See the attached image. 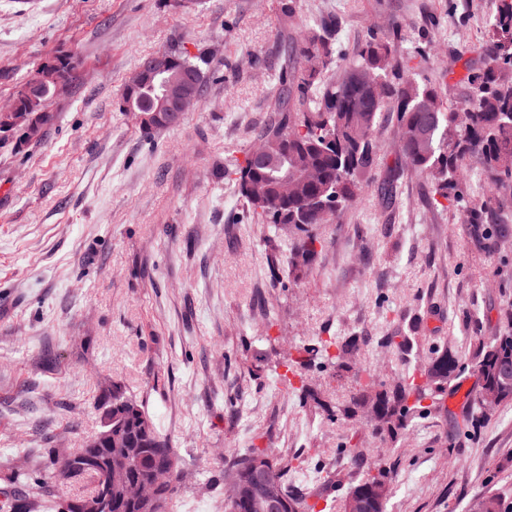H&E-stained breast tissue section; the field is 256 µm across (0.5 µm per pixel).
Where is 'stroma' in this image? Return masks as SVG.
<instances>
[{
	"label": "stroma",
	"instance_id": "obj_1",
	"mask_svg": "<svg viewBox=\"0 0 512 512\" xmlns=\"http://www.w3.org/2000/svg\"><path fill=\"white\" fill-rule=\"evenodd\" d=\"M333 14L350 53L372 28L403 22L400 50L452 100L463 63L483 62L491 0H0V112L46 59L78 55L41 141L0 148V464L25 450L78 448L112 378L146 402L184 463L167 512H224L219 475L249 448L288 464L309 512H341L367 473L389 474L387 512H468L496 492L512 501V402L479 419V337L512 313V250H480L456 206L401 171L384 114L377 165L337 223L316 226L312 268L291 276L288 242L251 222L224 179L271 116L285 49ZM428 56L413 57L421 43ZM179 43L214 51L208 84L179 123L144 134L120 111L140 61ZM395 182L393 195L383 187ZM471 202L495 201L488 240L512 241V193L472 162ZM358 336L377 380L417 373L448 350L457 377L397 442L346 427L303 402L298 380L328 392L352 372L305 360L317 338ZM408 336L407 348L385 346Z\"/></svg>",
	"mask_w": 512,
	"mask_h": 512
}]
</instances>
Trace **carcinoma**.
<instances>
[{
    "mask_svg": "<svg viewBox=\"0 0 512 512\" xmlns=\"http://www.w3.org/2000/svg\"><path fill=\"white\" fill-rule=\"evenodd\" d=\"M494 19L485 40V63L465 67L464 83L469 94L462 106L449 102L447 92L431 80L409 72L398 59L402 23L367 35L350 58L340 55L341 22L329 15L291 40L288 61L280 73V92L273 106V119L262 130L256 149L266 161H254V150L245 153L243 163L224 171L236 194L260 224L288 225V266L306 273L316 260L318 237L314 227L335 224L340 214L354 204L362 184L371 176L376 154V131L384 112L395 113L399 130L398 147L409 170L430 182L435 195L460 206L464 220L473 225L472 239L485 246L481 225L493 220L491 201L471 204L465 199L460 170L471 160L483 169L493 184L512 188V0H492ZM164 71L151 73L136 83L126 81L119 108L123 112L150 113L142 124L147 134L174 124L170 113L160 107L169 88L182 74L195 80L202 96L211 71V51L198 49L189 55L182 48L165 50ZM344 63L341 76L326 78L332 65ZM80 59L61 52L43 62L30 76L44 75L35 97L16 95L11 110L0 112V143L19 150L41 138L44 128L55 120L44 112L53 97L55 80L75 77ZM364 67L382 76L385 96L376 102L351 80L353 70ZM458 130V139L443 138L446 127ZM298 177L296 190L283 197L278 183ZM360 347L355 337L345 342L321 340L309 349L325 356L338 370L357 364ZM478 379L474 406L488 404V417L512 401V326L494 336L478 339L472 356ZM456 360L444 352L418 376L398 380L390 386L354 374L357 388L330 402L317 390L305 389L318 408L347 425L364 421L375 434L394 442L418 412L425 397L435 400L448 388ZM98 413L112 410V424L100 432L112 431V442L83 444L70 451L44 448L37 455L18 456L0 471V480L16 493L0 494V512H78V503L103 494L111 470L124 469L130 484H147L153 494L168 505L178 492L182 463L175 449L157 429L143 401L128 393L121 382L98 389L94 399ZM268 469L277 489L281 512H307L308 505L288 490V470L265 449L252 448L224 470L234 472L238 482L246 479L253 464ZM362 493L366 512H385L389 493L386 474L379 470L364 476L351 493ZM112 512H139L137 503L122 492H112ZM224 512H260L256 494L244 492L225 500ZM470 512H512V501L496 496H479L471 501Z\"/></svg>",
    "mask_w": 512,
    "mask_h": 512,
    "instance_id": "carcinoma-1",
    "label": "carcinoma"
}]
</instances>
